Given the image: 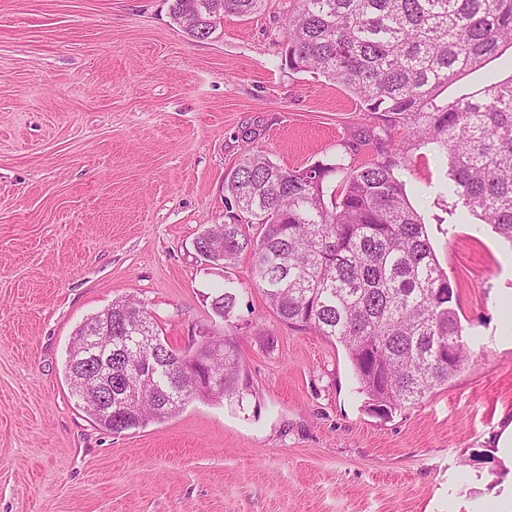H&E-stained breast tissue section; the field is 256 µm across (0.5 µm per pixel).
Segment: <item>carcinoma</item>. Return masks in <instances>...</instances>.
<instances>
[{"mask_svg": "<svg viewBox=\"0 0 512 512\" xmlns=\"http://www.w3.org/2000/svg\"><path fill=\"white\" fill-rule=\"evenodd\" d=\"M262 0H218L211 9L243 17ZM207 0H173L174 21L206 39L220 17ZM285 63L345 87L381 130L400 138L395 158L350 167L318 162L286 170L249 151L224 179L228 222L204 230V247L226 267L244 253L251 277L284 322L315 330L345 350L370 412L387 416L445 385L462 367L468 347L454 305L457 293L441 268L425 225L408 203L395 170L421 145L443 151L457 202L512 245V78L484 94L448 101L449 83L479 69L499 48L512 46V0H297L285 23ZM237 288L210 295L215 316L229 323ZM65 373L80 389L74 356ZM112 414L86 411L104 431L142 428L178 414L200 396L243 400L248 383L233 339H212L211 369L224 384L192 391L188 371H174L182 352L161 339L141 302L112 303ZM135 400L117 402L125 389Z\"/></svg>", "mask_w": 512, "mask_h": 512, "instance_id": "carcinoma-1", "label": "carcinoma"}]
</instances>
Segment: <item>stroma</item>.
I'll use <instances>...</instances> for the list:
<instances>
[{
	"mask_svg": "<svg viewBox=\"0 0 512 512\" xmlns=\"http://www.w3.org/2000/svg\"><path fill=\"white\" fill-rule=\"evenodd\" d=\"M172 0H0V512H491L512 489L497 434L512 421V245L459 220L434 145L400 171L458 295L471 351L448 384L380 417L345 351L288 326L251 279L196 261L225 220L224 176L260 150L284 169L379 160V123L323 76L288 67L296 0L184 33ZM512 77V48L451 84ZM238 290L231 325L208 297ZM142 301L183 351L232 330L243 404L194 398L119 434L72 396L76 328Z\"/></svg>",
	"mask_w": 512,
	"mask_h": 512,
	"instance_id": "obj_1",
	"label": "stroma"
}]
</instances>
